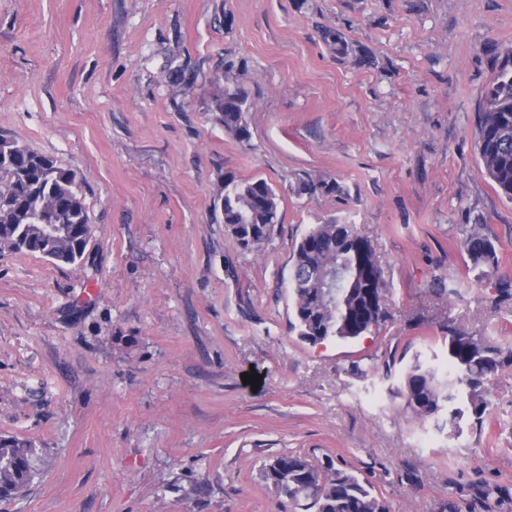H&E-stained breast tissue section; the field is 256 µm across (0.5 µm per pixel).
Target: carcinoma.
<instances>
[{
	"label": "carcinoma",
	"instance_id": "obj_1",
	"mask_svg": "<svg viewBox=\"0 0 512 512\" xmlns=\"http://www.w3.org/2000/svg\"><path fill=\"white\" fill-rule=\"evenodd\" d=\"M235 63L224 65V92L215 97L213 112L224 131L249 143L247 114L254 106L237 80ZM477 149L481 165L498 193L512 202V57L506 56L484 93L477 121ZM221 210L227 232L242 248L260 251L281 223L276 191L264 178L240 181L224 177ZM39 224H70L74 234L52 245L37 233ZM92 234L87 209L75 188L72 172L56 159L0 134V250L42 257L52 250L72 262L84 253ZM461 246L478 278L498 262L497 243L484 226L464 231ZM336 266L346 276L339 291L323 298L305 274ZM293 297L294 323L300 340L311 345L329 339L353 340L387 319L384 281L371 242L347 223L318 224L296 246L288 279ZM447 365L415 355L400 376L398 390L413 414L426 419L447 411L448 430L462 424L483 426L490 413L486 381L512 367V346L502 347L482 336L448 325ZM35 446L14 436H0V500L23 493L35 476ZM275 492L293 502L304 501L313 512H390L386 500L372 486L330 462L314 464L300 454L275 457L261 472Z\"/></svg>",
	"mask_w": 512,
	"mask_h": 512
}]
</instances>
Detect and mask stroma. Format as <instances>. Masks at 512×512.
<instances>
[{"label": "stroma", "mask_w": 512, "mask_h": 512, "mask_svg": "<svg viewBox=\"0 0 512 512\" xmlns=\"http://www.w3.org/2000/svg\"><path fill=\"white\" fill-rule=\"evenodd\" d=\"M510 52L512 0H0V133L74 173L94 229L77 265L0 252V435L37 448L0 512H304L260 475L291 452L391 512H480L482 489L512 512V369L488 424L454 435L382 369L443 355L452 326L512 344V299H494L512 202L476 146ZM228 58L255 102L247 144L211 110ZM228 175L280 198L261 251L225 228ZM323 179L336 191H305ZM332 218L371 240L387 319L313 346L288 277ZM469 224L499 245L483 282Z\"/></svg>", "instance_id": "35a3bbf8"}]
</instances>
